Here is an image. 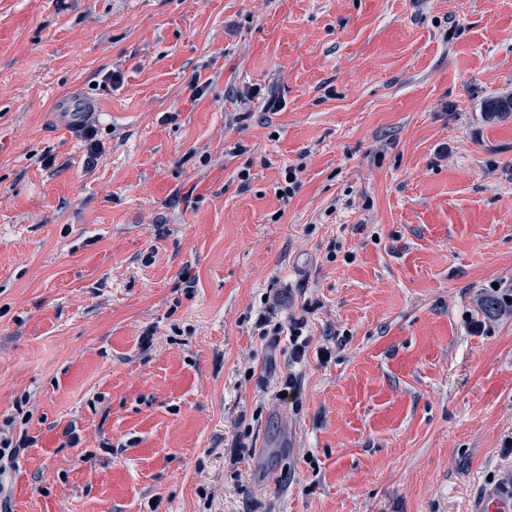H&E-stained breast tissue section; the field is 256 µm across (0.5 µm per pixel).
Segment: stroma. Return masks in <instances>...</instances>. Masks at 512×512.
Wrapping results in <instances>:
<instances>
[{"instance_id":"35a3bbf8","label":"stroma","mask_w":512,"mask_h":512,"mask_svg":"<svg viewBox=\"0 0 512 512\" xmlns=\"http://www.w3.org/2000/svg\"><path fill=\"white\" fill-rule=\"evenodd\" d=\"M66 91L97 159L55 122ZM492 96L512 0H0V428L34 439L0 503L475 512L511 484ZM266 305L305 313L302 361L254 332ZM94 104L78 97L74 92H66L55 97L52 112L57 116L61 127L79 125L88 112H93Z\"/></svg>"}]
</instances>
